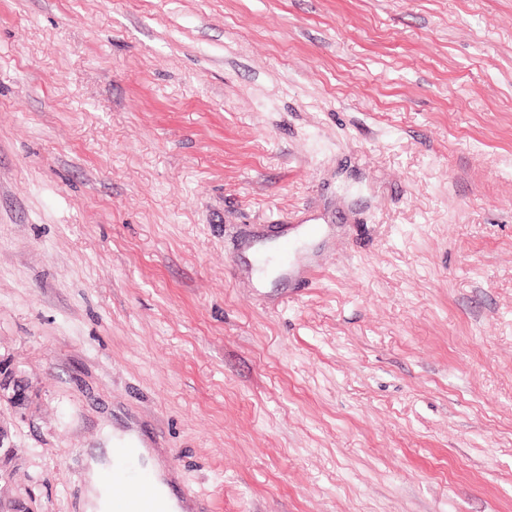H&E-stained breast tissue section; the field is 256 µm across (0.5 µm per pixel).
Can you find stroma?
I'll use <instances>...</instances> for the list:
<instances>
[{"mask_svg": "<svg viewBox=\"0 0 512 512\" xmlns=\"http://www.w3.org/2000/svg\"><path fill=\"white\" fill-rule=\"evenodd\" d=\"M0 357L30 512H512V0H0ZM29 386L5 360H0V405L7 403L17 412L26 410L31 403ZM126 448L131 451L134 461L147 454L146 449L141 448L136 435L129 433L122 439L112 437L109 446L104 448L105 455H96L95 458L90 459L88 478L93 505L89 512H112V508L115 512H159L156 510V494L150 486L146 483L131 482L127 476L122 480L113 475V483L121 482L134 486V496L113 495L112 498V466L109 465L108 461L112 459V454L114 457L126 456Z\"/></svg>", "mask_w": 512, "mask_h": 512, "instance_id": "1", "label": "stroma"}]
</instances>
